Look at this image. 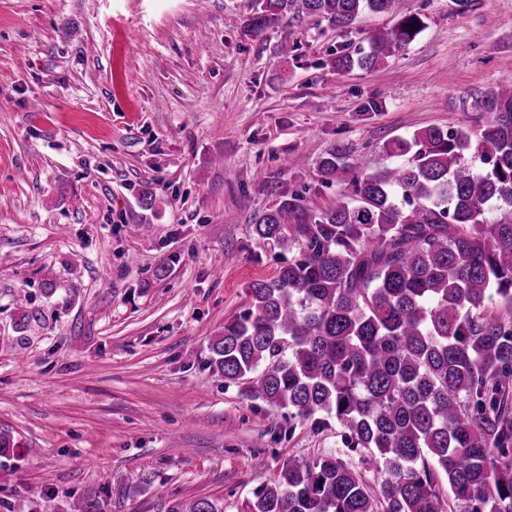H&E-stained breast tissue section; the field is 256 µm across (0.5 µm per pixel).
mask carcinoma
Masks as SVG:
<instances>
[{"mask_svg": "<svg viewBox=\"0 0 512 512\" xmlns=\"http://www.w3.org/2000/svg\"><path fill=\"white\" fill-rule=\"evenodd\" d=\"M401 2L254 0L246 28L399 16L334 60L369 70L424 28ZM469 106L493 115L478 134L395 138L383 151L406 161L375 173L333 147L318 168L328 182L351 174L348 192L322 210L290 194L254 218L257 239L288 258L249 284L212 363L252 400L336 419L344 450L289 459L248 512H512V87ZM107 507L95 494L70 502ZM170 512L220 510L200 498Z\"/></svg>", "mask_w": 512, "mask_h": 512, "instance_id": "cac0c4a2", "label": "carcinoma"}]
</instances>
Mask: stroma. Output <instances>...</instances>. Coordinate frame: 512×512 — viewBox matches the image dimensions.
Returning a JSON list of instances; mask_svg holds the SVG:
<instances>
[{
	"instance_id": "obj_1",
	"label": "stroma",
	"mask_w": 512,
	"mask_h": 512,
	"mask_svg": "<svg viewBox=\"0 0 512 512\" xmlns=\"http://www.w3.org/2000/svg\"><path fill=\"white\" fill-rule=\"evenodd\" d=\"M251 8L0 0V512L99 491L109 512H246L288 458L342 447L335 420H288L211 362L276 271L252 220L295 192L330 204L347 186L322 180L332 147L379 171L393 138L477 130L471 97L512 86V0H403L424 30L350 72L332 59L395 17L256 36Z\"/></svg>"
}]
</instances>
